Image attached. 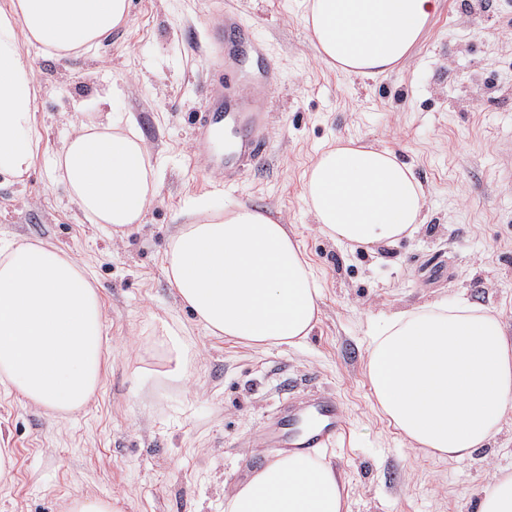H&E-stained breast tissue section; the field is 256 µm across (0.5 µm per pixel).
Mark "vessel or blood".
Returning <instances> with one entry per match:
<instances>
[{"label":"vessel or blood","mask_w":512,"mask_h":512,"mask_svg":"<svg viewBox=\"0 0 512 512\" xmlns=\"http://www.w3.org/2000/svg\"><path fill=\"white\" fill-rule=\"evenodd\" d=\"M244 104L252 111L250 129L238 136L234 149L224 156L221 165L227 171L236 169L242 160L261 155L265 149L261 136L264 107L249 98ZM232 118L222 104L219 90H211L206 108L194 117L195 135L201 142H209ZM342 422L343 413L336 400L327 395H310L290 403L287 412L275 419L269 439L275 447L290 451L320 448L341 432Z\"/></svg>","instance_id":"1"}]
</instances>
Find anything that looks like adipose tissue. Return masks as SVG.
Instances as JSON below:
<instances>
[{"mask_svg":"<svg viewBox=\"0 0 512 512\" xmlns=\"http://www.w3.org/2000/svg\"><path fill=\"white\" fill-rule=\"evenodd\" d=\"M317 57L366 78L392 73L435 16L439 0H305ZM128 0H11L0 9V177L23 181L40 156L24 49L74 59L108 42ZM90 221L111 237L137 230L156 197L157 170L128 122L72 134L49 162ZM303 197L321 231L362 246L416 231L426 190L386 147L340 138L312 159ZM163 255L178 303L207 335L252 348L294 346L320 319L321 288L287 225L264 210L187 209ZM167 376L187 380L193 343L154 326ZM106 327L91 269L58 248L0 239V385L57 418L85 410L104 374ZM366 370L378 408L410 444L469 459L512 414V338L498 315L464 298L392 313L372 336ZM343 475L324 454L284 452L255 471L224 512H346Z\"/></svg>","mask_w":512,"mask_h":512,"instance_id":"1","label":"adipose tissue"}]
</instances>
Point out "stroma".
<instances>
[{
  "label": "stroma",
  "instance_id": "stroma-1",
  "mask_svg": "<svg viewBox=\"0 0 512 512\" xmlns=\"http://www.w3.org/2000/svg\"><path fill=\"white\" fill-rule=\"evenodd\" d=\"M232 9L261 44L214 45ZM303 0H130L128 19L92 57L65 64L29 49L41 160L23 182L0 178V237L48 242L89 265L107 327L105 373L84 411L59 421L0 393V512H67L75 497L122 512H224L239 468L273 459L261 434L289 399L337 398L345 419L326 446L348 512H478L496 473H512V414L486 448L458 462L408 444L374 408L366 350L393 312L465 296L512 332V0H441L411 58L375 79L317 59ZM237 46L244 67L225 65ZM274 68L265 153L229 181L208 168L193 117L212 83L237 104ZM481 97H474V88ZM132 118L158 169L157 196L126 238L97 231L46 160L81 125ZM385 146L428 190L424 222L391 246L325 236L303 201L304 173L339 138ZM258 207L288 225L317 270L321 318L298 347L251 349L209 337L179 305L161 258L186 208ZM184 327L199 357L188 385L162 374L151 323Z\"/></svg>",
  "mask_w": 512,
  "mask_h": 512
}]
</instances>
